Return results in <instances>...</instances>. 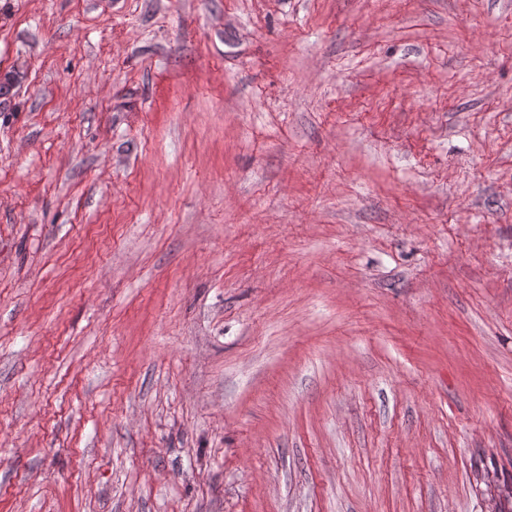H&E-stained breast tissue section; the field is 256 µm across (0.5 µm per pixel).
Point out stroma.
I'll use <instances>...</instances> for the list:
<instances>
[{"instance_id":"obj_1","label":"stroma","mask_w":512,"mask_h":512,"mask_svg":"<svg viewBox=\"0 0 512 512\" xmlns=\"http://www.w3.org/2000/svg\"><path fill=\"white\" fill-rule=\"evenodd\" d=\"M512 0H0V512H495Z\"/></svg>"}]
</instances>
